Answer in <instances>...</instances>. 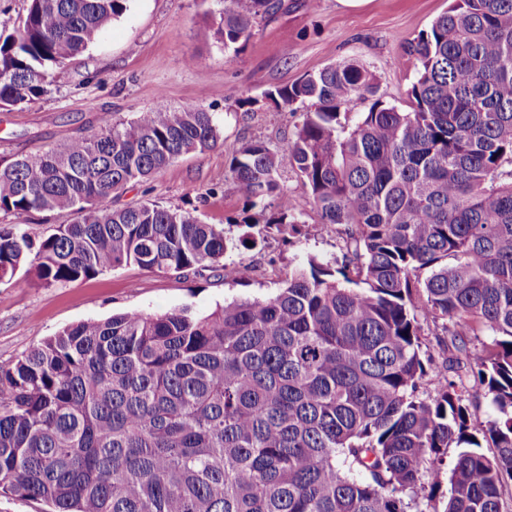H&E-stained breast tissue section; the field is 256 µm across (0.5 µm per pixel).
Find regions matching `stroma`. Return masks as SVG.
<instances>
[{
  "instance_id": "1",
  "label": "stroma",
  "mask_w": 512,
  "mask_h": 512,
  "mask_svg": "<svg viewBox=\"0 0 512 512\" xmlns=\"http://www.w3.org/2000/svg\"><path fill=\"white\" fill-rule=\"evenodd\" d=\"M285 2V10L259 20L246 47L232 53L197 36L216 11L215 0H133L129 12L57 69L50 94L21 109L0 108V157L90 134L103 112L127 120L146 110L198 104L219 127L217 146L178 158L153 179L112 197L111 205L155 201L209 224L232 222L243 207L224 179L234 150L257 138L284 143L299 121L298 115L263 102L264 92L353 60L374 75L385 103L410 110L408 90L416 69L406 47L450 0H363L356 7L320 0L314 10L305 0ZM238 95L255 98V106L237 108ZM341 245L332 233L292 246L268 239L262 252L226 256V266L251 265L249 279L241 283L223 268L178 277L130 264L43 287L34 273L19 269L13 278L0 281V368L11 367L30 348L78 322L127 310L154 314L185 309L201 315L236 296L267 295L278 277L303 257H337Z\"/></svg>"
}]
</instances>
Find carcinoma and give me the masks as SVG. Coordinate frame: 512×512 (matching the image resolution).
<instances>
[{
  "label": "carcinoma",
  "instance_id": "1",
  "mask_svg": "<svg viewBox=\"0 0 512 512\" xmlns=\"http://www.w3.org/2000/svg\"><path fill=\"white\" fill-rule=\"evenodd\" d=\"M129 2L29 0L0 33V107L46 95ZM217 2L198 37L227 51L279 8ZM407 55L410 112L377 98L355 61L265 92L278 110L312 109L285 145L232 155L235 235L156 202L110 205L218 144L196 104L103 113L63 146L0 158V213L74 215L39 242L1 224L0 280L25 264L47 287L128 264L199 274L272 234L343 241L341 257L308 256L267 297L81 322L1 369L0 490L51 512H512V0H451ZM285 166L318 223L266 212ZM430 323L440 361L423 350ZM482 399L496 416L477 427ZM450 448L440 511L432 476Z\"/></svg>",
  "mask_w": 512,
  "mask_h": 512
}]
</instances>
